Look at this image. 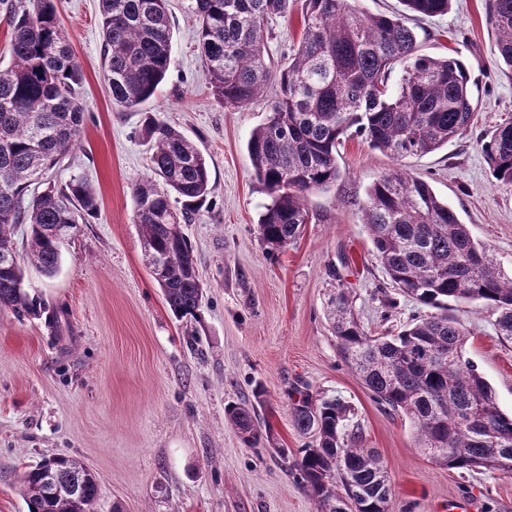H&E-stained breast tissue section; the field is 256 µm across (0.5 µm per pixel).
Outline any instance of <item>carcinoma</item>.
I'll return each instance as SVG.
<instances>
[{
    "label": "carcinoma",
    "mask_w": 512,
    "mask_h": 512,
    "mask_svg": "<svg viewBox=\"0 0 512 512\" xmlns=\"http://www.w3.org/2000/svg\"><path fill=\"white\" fill-rule=\"evenodd\" d=\"M106 58L105 88L112 104L139 106L154 96L171 62L173 26L168 0H99ZM451 0H400L404 11L370 14L358 0H306L302 31L288 62L274 68L266 26L288 12V0H187L198 24L201 57L215 101L226 108L251 103L272 82L279 93L269 116L247 142L254 179L270 198L258 233L271 250L295 240L311 223L306 197L344 175L338 146L349 131L395 161L375 180L362 204L363 223L391 285L434 309L394 335L372 336L355 312L354 297L338 287L327 301L344 361L376 402L407 418L421 452L450 470L512 476V415L465 357L470 331L448 304L480 301L495 316L497 335L512 341V277L489 246L441 201L428 182L404 170V160L447 146L475 110L470 76L454 57L419 53L410 17L442 15ZM12 62L0 68V310L34 316L41 305L25 289L21 261L52 276L60 243L79 221L98 211V196L81 178L29 193L38 169L53 167L81 143L83 81L57 20L55 0L6 4ZM496 56L512 70V0H488ZM397 86L389 88L394 70ZM150 175L132 190L136 223L148 263L172 314L195 316L202 306L192 243L183 225L212 192L210 171L197 146L156 115H146ZM482 150L492 176L512 185V123L498 127ZM181 204L173 207L172 202ZM28 229L26 256L17 228ZM253 398L225 407L242 440L263 439ZM291 417L313 436L299 450L295 477L318 512H392V488L379 452L364 444L352 407L339 398L316 399L294 387ZM78 494L65 498L49 480ZM98 477L76 459L57 455L23 475L28 512H93Z\"/></svg>",
    "instance_id": "cac0c4a2"
}]
</instances>
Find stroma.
<instances>
[{
    "label": "stroma",
    "mask_w": 512,
    "mask_h": 512,
    "mask_svg": "<svg viewBox=\"0 0 512 512\" xmlns=\"http://www.w3.org/2000/svg\"><path fill=\"white\" fill-rule=\"evenodd\" d=\"M58 21L83 71L82 142L52 178L86 179L96 215L61 246L54 276L27 266L25 288L45 309L0 311V512H27L20 477L44 456L77 459L99 479L94 512H317L280 448L306 439L294 427L290 396L306 384L317 397L350 403L366 443L388 467L393 512H512V476L460 473L437 465L416 445L408 419L384 410L342 358L327 316L337 284L352 292L372 335L399 331L431 309L392 287L360 205L394 162L351 135L339 149L346 174L308 196L315 219L284 248L268 252L257 222L269 198L246 150L275 96L227 109L207 88L196 24L186 0H169L172 60L141 107L120 110L104 85L99 0H56ZM487 0H452L448 13L414 21L423 54L457 52L473 83L471 126L448 147L406 159L408 171L490 246L512 273V186L496 183L482 151L497 125L512 121V71L495 61ZM304 0H289L270 20L268 53L287 61L302 30ZM181 130L203 153L213 192L184 231L197 259L204 299L199 319L179 321L147 266L135 222L133 184L148 176L146 113ZM64 308L70 331L57 337L47 312ZM470 330L467 357L512 412V341L476 301L455 304ZM263 386L259 410L271 442L249 447L228 423L227 404Z\"/></svg>",
    "instance_id": "35a3bbf8"
}]
</instances>
